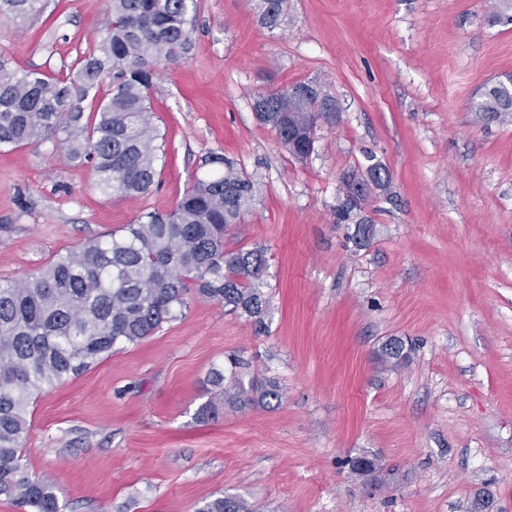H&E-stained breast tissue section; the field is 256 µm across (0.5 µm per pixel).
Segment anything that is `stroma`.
Here are the masks:
<instances>
[{
    "label": "stroma",
    "instance_id": "35a3bbf8",
    "mask_svg": "<svg viewBox=\"0 0 512 512\" xmlns=\"http://www.w3.org/2000/svg\"><path fill=\"white\" fill-rule=\"evenodd\" d=\"M490 0H290L281 29L251 0H197L192 49L151 93L163 136L149 194L100 192L64 144L0 147V279L173 209L215 151L260 183L226 236L268 260L266 330L192 293L182 317L39 392L23 442L62 512H195L225 494L258 512H512V117L472 111L512 78V24ZM109 0H49L0 19L19 70L68 72ZM324 85L341 108L292 157L256 92ZM386 166L390 194L337 218L345 175ZM401 341L399 364L382 362ZM280 383L276 406L218 410L211 369ZM377 459L352 471V459Z\"/></svg>",
    "mask_w": 512,
    "mask_h": 512
}]
</instances>
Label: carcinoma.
<instances>
[{
	"label": "carcinoma",
	"instance_id": "obj_1",
	"mask_svg": "<svg viewBox=\"0 0 512 512\" xmlns=\"http://www.w3.org/2000/svg\"><path fill=\"white\" fill-rule=\"evenodd\" d=\"M260 25L284 24L290 0H253ZM47 0H0V16L24 20L43 13ZM512 0L488 11L492 25L511 22ZM196 0H110L104 32L78 60L71 76L19 72L0 56V146L48 140L91 164L100 190L115 197L147 194L158 177L159 138L150 92L158 67L191 48ZM109 90L99 95L104 80ZM273 114L288 115L295 130L312 114L288 95L256 93ZM92 101L85 112L83 103ZM472 111L512 114V86H488ZM174 209L150 211L105 236L89 239L42 272L0 279V497L24 512H60L54 483L32 475L22 443L30 430L33 395L87 372L123 344L137 343L182 313L195 290L264 329L267 259L259 249H230L224 236L256 203L255 180L222 153L210 152ZM374 177L386 191L389 174L377 162L348 180ZM224 408L268 407L283 398L275 380L244 382L236 372H209ZM196 512H257L246 499L217 497Z\"/></svg>",
	"mask_w": 512,
	"mask_h": 512
}]
</instances>
